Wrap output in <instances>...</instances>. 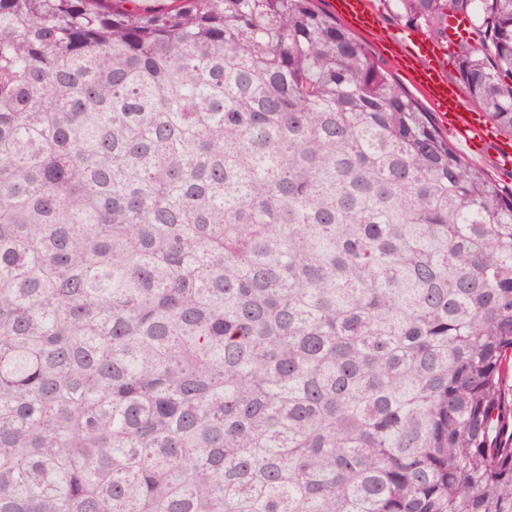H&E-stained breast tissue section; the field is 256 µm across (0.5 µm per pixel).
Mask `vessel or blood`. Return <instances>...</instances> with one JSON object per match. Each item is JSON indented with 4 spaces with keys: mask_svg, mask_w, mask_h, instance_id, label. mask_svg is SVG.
<instances>
[{
    "mask_svg": "<svg viewBox=\"0 0 512 512\" xmlns=\"http://www.w3.org/2000/svg\"><path fill=\"white\" fill-rule=\"evenodd\" d=\"M337 9L361 29L372 30L380 25L371 0H339ZM405 66L408 81L424 95L450 131L470 145L480 144V116L471 112L467 99L449 82L446 62L435 41L426 38L413 41L406 53Z\"/></svg>",
    "mask_w": 512,
    "mask_h": 512,
    "instance_id": "obj_1",
    "label": "vessel or blood"
}]
</instances>
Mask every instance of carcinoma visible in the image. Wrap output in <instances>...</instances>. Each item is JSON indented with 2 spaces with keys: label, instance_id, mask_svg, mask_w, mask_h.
<instances>
[{
  "label": "carcinoma",
  "instance_id": "obj_1",
  "mask_svg": "<svg viewBox=\"0 0 512 512\" xmlns=\"http://www.w3.org/2000/svg\"><path fill=\"white\" fill-rule=\"evenodd\" d=\"M0 0V512H512V187L317 0ZM512 134V0H384Z\"/></svg>",
  "mask_w": 512,
  "mask_h": 512
}]
</instances>
